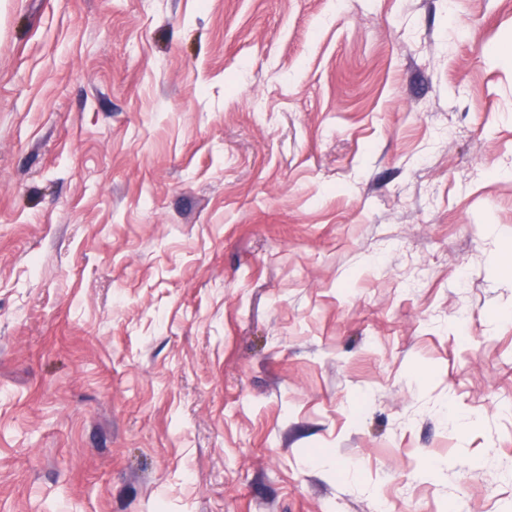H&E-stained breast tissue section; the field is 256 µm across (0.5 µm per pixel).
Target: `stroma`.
Returning <instances> with one entry per match:
<instances>
[{"label": "stroma", "mask_w": 512, "mask_h": 512, "mask_svg": "<svg viewBox=\"0 0 512 512\" xmlns=\"http://www.w3.org/2000/svg\"><path fill=\"white\" fill-rule=\"evenodd\" d=\"M0 512H512V0H0Z\"/></svg>", "instance_id": "35a3bbf8"}]
</instances>
